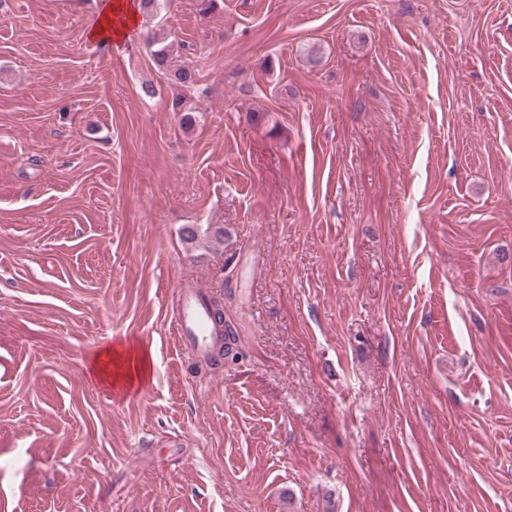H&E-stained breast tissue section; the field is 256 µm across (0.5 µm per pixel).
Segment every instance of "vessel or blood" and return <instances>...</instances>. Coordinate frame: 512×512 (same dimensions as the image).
Segmentation results:
<instances>
[{"instance_id": "vessel-or-blood-1", "label": "vessel or blood", "mask_w": 512, "mask_h": 512, "mask_svg": "<svg viewBox=\"0 0 512 512\" xmlns=\"http://www.w3.org/2000/svg\"><path fill=\"white\" fill-rule=\"evenodd\" d=\"M172 329L177 346L191 349L200 358L212 355L223 336L213 319L207 288L180 289Z\"/></svg>"}]
</instances>
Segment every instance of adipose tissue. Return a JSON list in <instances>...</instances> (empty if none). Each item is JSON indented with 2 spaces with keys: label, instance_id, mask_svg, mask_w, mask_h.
I'll use <instances>...</instances> for the list:
<instances>
[{
  "label": "adipose tissue",
  "instance_id": "1",
  "mask_svg": "<svg viewBox=\"0 0 512 512\" xmlns=\"http://www.w3.org/2000/svg\"><path fill=\"white\" fill-rule=\"evenodd\" d=\"M137 19L138 9L133 0H107L86 36L103 46L118 43L127 38ZM149 369L148 355L143 348L119 344L95 354L90 374L98 383L127 392L145 382Z\"/></svg>",
  "mask_w": 512,
  "mask_h": 512
}]
</instances>
